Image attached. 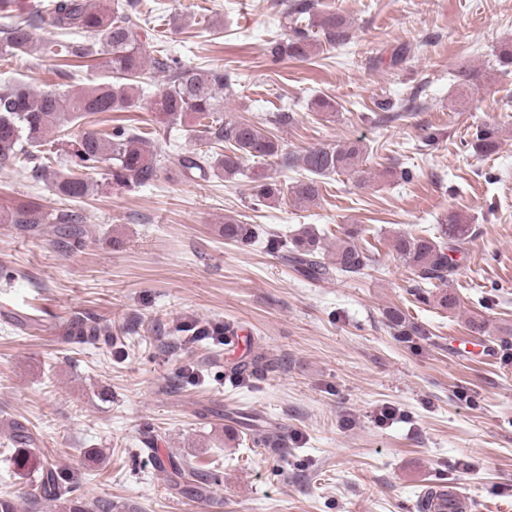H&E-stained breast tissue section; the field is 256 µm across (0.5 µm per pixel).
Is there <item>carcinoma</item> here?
Returning <instances> with one entry per match:
<instances>
[{
	"mask_svg": "<svg viewBox=\"0 0 512 512\" xmlns=\"http://www.w3.org/2000/svg\"><path fill=\"white\" fill-rule=\"evenodd\" d=\"M11 0H0V52L21 56L38 49L42 54L63 60L65 68H79L96 56L110 59L112 80L97 83L76 92L58 89L34 90L25 84L0 87V167L29 164L32 177L49 181L56 195L66 199H81L96 190V184L84 176V171L106 166L105 175L112 184L127 189L141 188L157 180L163 169L162 153L148 145L137 127L117 125L102 135L85 132L75 139H61L65 144L66 163L61 169L50 164L57 152L49 149L38 156L40 148L50 143L52 132H63L74 122L90 115L107 112H134L140 108L136 93L148 67L167 74L168 81L152 102V110L164 123L194 121L195 137L202 149L179 161V174L187 179L208 180L220 177L231 181L247 176L253 187L254 200L278 202L288 196L298 202H313L320 194L321 179L340 172L358 171L365 147L356 140L344 144L322 145L306 151L299 161L307 175L291 186L270 180L262 173L249 176L243 168L244 159L275 158L281 146L263 126L250 121L224 122V69L216 68L206 74L180 63L163 50L143 40L142 16L137 0L113 2L110 7H95L89 0H49L38 3L24 19L12 20ZM306 0L292 5L291 26L286 38L273 45L274 56L287 55L304 60L316 50L344 43L348 37L346 18L340 13L315 16ZM51 16L52 26L61 39L45 41L40 34L44 14ZM500 129L485 124L472 133L469 146L478 155H489L499 146ZM228 143L220 152L215 146ZM0 221L15 224L29 232L39 231L42 224H66L69 235H78L75 224L78 216L71 212L46 213L35 204H24L0 213ZM471 226L458 218L436 227V233L425 236L396 237L393 249L413 269L415 299L425 305L451 310L457 297L448 291L450 278L456 272L451 253L470 236ZM224 240L249 244L257 229L252 224L224 218ZM272 250L284 253L295 270L312 280L338 275H357L367 266L369 257L358 246L346 243L336 250L332 260L322 256L320 238L302 231L287 239L278 235L270 238ZM439 288L434 293L432 289ZM72 335L84 342H93L109 335L106 327L93 320L81 321ZM269 363L263 358L231 368L239 376L264 372ZM11 439L18 449L15 466L24 468L28 462L27 449L37 442L36 435L23 423H10ZM171 486L184 494L201 498L209 493L208 484L198 479V473L185 470L177 463L171 465ZM52 503L59 512H111L110 504L100 501L88 506L76 494L73 475L67 470L45 468L28 498V512H42V506Z\"/></svg>",
	"mask_w": 512,
	"mask_h": 512,
	"instance_id": "cac0c4a2",
	"label": "carcinoma"
}]
</instances>
